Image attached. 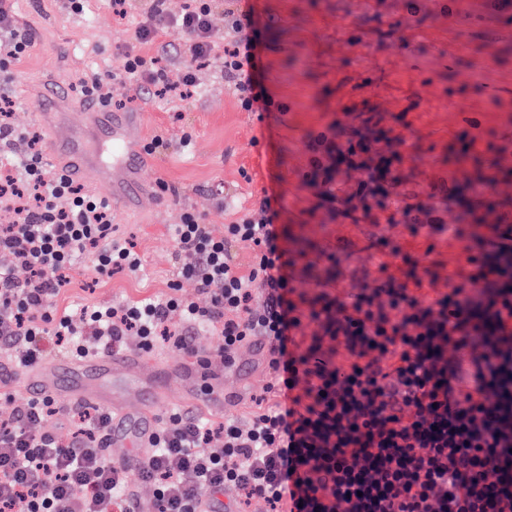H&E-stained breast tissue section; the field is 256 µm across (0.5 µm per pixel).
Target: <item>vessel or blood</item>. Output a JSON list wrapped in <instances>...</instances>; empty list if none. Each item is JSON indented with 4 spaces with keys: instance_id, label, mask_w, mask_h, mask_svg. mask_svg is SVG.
<instances>
[{
    "instance_id": "obj_1",
    "label": "vessel or blood",
    "mask_w": 512,
    "mask_h": 512,
    "mask_svg": "<svg viewBox=\"0 0 512 512\" xmlns=\"http://www.w3.org/2000/svg\"><path fill=\"white\" fill-rule=\"evenodd\" d=\"M69 95V86L57 80L34 102L39 122L51 129V157L73 177L94 172L106 200L128 212L137 210L148 187L144 172L152 163L129 138L130 130L140 122L139 113L89 105L59 129H52L51 115L62 110ZM203 368L200 362L186 368L173 362L160 365L130 351L61 357L24 370L0 364V372L33 396H56L64 391L83 403L109 407L112 443L132 441L141 448L148 446L158 428L155 412L165 401L170 383H181L185 403L223 408L226 396L220 386L199 389Z\"/></svg>"
}]
</instances>
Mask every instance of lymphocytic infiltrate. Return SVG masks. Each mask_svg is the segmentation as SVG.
Segmentation results:
<instances>
[{
	"mask_svg": "<svg viewBox=\"0 0 512 512\" xmlns=\"http://www.w3.org/2000/svg\"><path fill=\"white\" fill-rule=\"evenodd\" d=\"M213 14L212 0H189L176 15L151 0L119 66L83 81L81 95L114 110L116 83L193 94L214 56ZM171 28L185 36L173 75L138 50ZM30 47L12 0H0V72ZM260 53L255 37L224 47V78L251 112L271 106ZM403 145L400 134L336 124L308 143V183L321 204L376 229V267L354 271L350 291H338L334 259L314 297L298 293L280 200L266 195L220 236L182 211L168 293L60 311L77 258L107 278L139 273L142 259L117 235L111 205L1 116L0 159L13 174L0 181V346L17 364H37L52 346L103 353L131 336L146 351L163 342L192 355L195 329L209 326L228 365L240 346L264 340L272 381L270 400L244 423L171 410L134 470L106 451L111 412L29 399L0 421V512H139L142 484L153 488L154 512H202L204 498L219 496L224 512L254 498L270 512H512V225L483 223L468 207L452 225L448 197L427 204L400 192ZM399 226L426 241L453 231L468 272L448 288L423 280L419 257L389 235ZM238 242L255 252L244 270L232 254ZM184 279L208 306L181 295ZM65 427L71 439L59 437Z\"/></svg>",
	"mask_w": 512,
	"mask_h": 512,
	"instance_id": "f902f5d3",
	"label": "lymphocytic infiltrate"
}]
</instances>
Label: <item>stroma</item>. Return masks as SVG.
I'll return each instance as SVG.
<instances>
[{
  "instance_id": "35a3bbf8",
  "label": "stroma",
  "mask_w": 512,
  "mask_h": 512,
  "mask_svg": "<svg viewBox=\"0 0 512 512\" xmlns=\"http://www.w3.org/2000/svg\"><path fill=\"white\" fill-rule=\"evenodd\" d=\"M146 6V0H129L120 20L109 0H84L79 12L68 0H14L16 22L33 40L5 87L15 103L14 125L38 131L33 99L44 81L74 88L117 67ZM252 6L272 112L261 121L242 109L217 62L200 71L198 91L184 99L114 86L127 111L143 116L134 132L138 143L157 135L169 140L149 176L163 179L173 194L166 202L149 196L131 215L112 209L118 235L137 245L141 272L99 281L88 263H79L58 305L167 293L176 276L172 226L180 208L205 213L219 234L266 194L281 198L278 221L290 233L300 292L313 293L328 255L345 268L359 265L367 244L363 228L331 220L305 182L306 142L334 122L404 134L402 191L445 194L512 225V196L477 190L494 177L493 153L512 149L511 20H501L486 0H252ZM482 57V81L462 82ZM186 133L192 147L184 152L178 141ZM195 344L211 373L223 374L229 395L211 421L243 419L270 382L268 369L247 344L237 360L248 371L224 367L217 355L221 340L210 329L197 330Z\"/></svg>"
}]
</instances>
